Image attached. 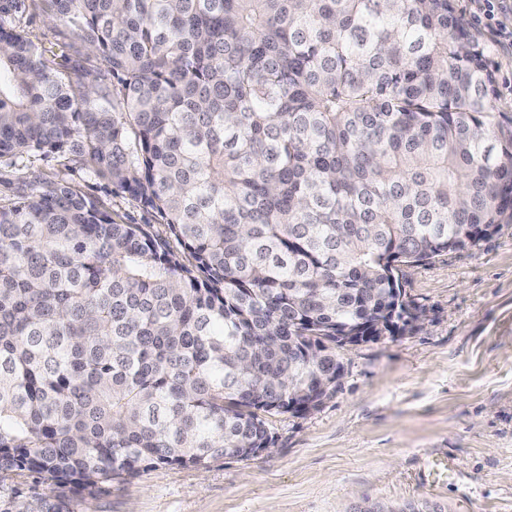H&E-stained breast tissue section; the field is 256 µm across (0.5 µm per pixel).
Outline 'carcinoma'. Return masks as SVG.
Segmentation results:
<instances>
[{
  "label": "carcinoma",
  "mask_w": 512,
  "mask_h": 512,
  "mask_svg": "<svg viewBox=\"0 0 512 512\" xmlns=\"http://www.w3.org/2000/svg\"><path fill=\"white\" fill-rule=\"evenodd\" d=\"M47 2L99 67L73 86L0 0V165L65 157L169 236L64 178L0 207V512L272 447L268 416L340 389L343 339L417 319L400 267L512 218L456 0Z\"/></svg>",
  "instance_id": "carcinoma-1"
}]
</instances>
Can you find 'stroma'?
<instances>
[{
  "label": "stroma",
  "instance_id": "35a3bbf8",
  "mask_svg": "<svg viewBox=\"0 0 512 512\" xmlns=\"http://www.w3.org/2000/svg\"><path fill=\"white\" fill-rule=\"evenodd\" d=\"M66 71L98 61L28 0L22 19ZM500 85L492 109L512 120V50L489 44ZM65 177L81 193L164 236L168 228L57 155L0 167V206L27 177ZM419 319L405 331L341 349L336 396L317 411L276 414L275 447L254 459H219L207 469L158 468L83 503V512H354L366 502H426L437 512H512V220L471 250L401 269ZM450 467L438 485L425 473Z\"/></svg>",
  "mask_w": 512,
  "mask_h": 512
}]
</instances>
